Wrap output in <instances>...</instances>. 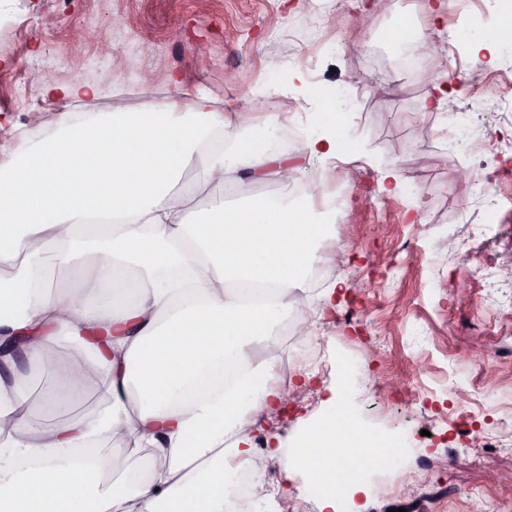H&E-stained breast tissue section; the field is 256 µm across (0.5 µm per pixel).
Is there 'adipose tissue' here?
<instances>
[{"label":"adipose tissue","instance_id":"1","mask_svg":"<svg viewBox=\"0 0 512 512\" xmlns=\"http://www.w3.org/2000/svg\"><path fill=\"white\" fill-rule=\"evenodd\" d=\"M304 99L319 103L310 154H341L350 110L302 73ZM277 130L244 108L218 106L174 81L165 101L135 112H82L26 150L0 151V365L24 337L29 362L48 370L58 394L93 378L107 408L51 426L29 422L18 383L0 379V512H229L228 483L253 459L244 427L283 402L287 388L250 347L298 303L326 226L308 197L252 196L238 208L199 203L214 184L248 187L290 170L270 150ZM196 164L192 191L175 183ZM95 254L81 289L48 287L40 258L69 267ZM71 348L49 360L60 334ZM293 460L321 489L356 493L372 438L348 416L341 391ZM134 462L110 471L106 442Z\"/></svg>","mask_w":512,"mask_h":512}]
</instances>
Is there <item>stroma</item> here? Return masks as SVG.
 <instances>
[{
  "instance_id": "1",
  "label": "stroma",
  "mask_w": 512,
  "mask_h": 512,
  "mask_svg": "<svg viewBox=\"0 0 512 512\" xmlns=\"http://www.w3.org/2000/svg\"><path fill=\"white\" fill-rule=\"evenodd\" d=\"M370 2L0 0V145L33 144L65 120L67 107L40 92L42 71L95 86L87 107L96 112L163 101L177 75L258 119L301 121L304 142L283 156L313 177L315 109L290 93L289 75L341 94L362 153L325 165L355 201L317 246L320 283L272 331V374L294 397L246 430L263 488L244 512H320L306 472L268 451L298 446L334 389L367 432L406 448L395 466L365 473L364 493L337 499L336 512H512V46L475 58L465 40L475 28H512V16L500 0L441 15L437 50L464 89L431 113L426 83L399 64L393 43L428 0L377 11ZM85 15L95 26L78 30ZM390 166L402 177L395 195L378 183ZM409 239L408 257L399 248ZM327 299L333 311L317 318ZM17 369L33 423L102 406L93 385L65 412L46 410L47 379L23 358ZM456 391L476 420L455 413Z\"/></svg>"
}]
</instances>
